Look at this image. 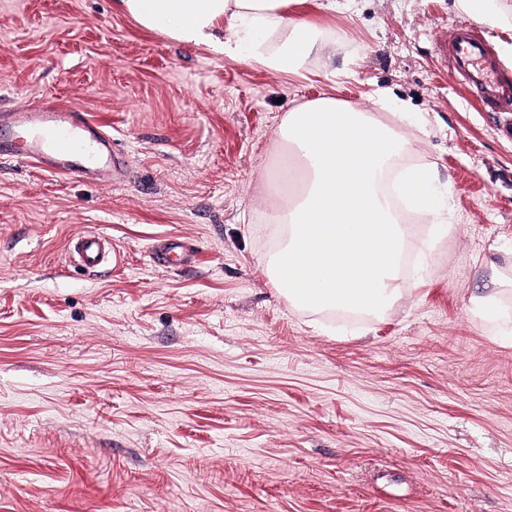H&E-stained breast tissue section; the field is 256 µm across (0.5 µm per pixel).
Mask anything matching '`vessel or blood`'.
Here are the masks:
<instances>
[{
	"instance_id": "obj_1",
	"label": "vessel or blood",
	"mask_w": 512,
	"mask_h": 512,
	"mask_svg": "<svg viewBox=\"0 0 512 512\" xmlns=\"http://www.w3.org/2000/svg\"><path fill=\"white\" fill-rule=\"evenodd\" d=\"M445 66L461 79L472 97L488 112H512V80L502 76L500 64L482 29L471 21L461 22L445 59ZM18 127L28 137L22 148L24 157L35 160L53 156L58 163L76 157L84 164L100 163L102 149H114L111 133L105 131L85 112L66 105L31 106L16 112ZM69 260L86 272L96 271L113 253L111 239L87 231L69 239ZM156 264L190 262L192 251L185 242L168 240L153 250Z\"/></svg>"
}]
</instances>
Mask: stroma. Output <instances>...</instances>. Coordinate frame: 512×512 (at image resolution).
I'll return each mask as SVG.
<instances>
[{"label": "stroma", "mask_w": 512, "mask_h": 512, "mask_svg": "<svg viewBox=\"0 0 512 512\" xmlns=\"http://www.w3.org/2000/svg\"><path fill=\"white\" fill-rule=\"evenodd\" d=\"M303 0L331 35L282 75L140 26L118 0H0V113L62 103L120 166L0 160V512H512V343L477 315L512 277V114L440 54L454 0ZM390 101L377 106L380 92ZM412 113L453 229L381 316L269 278L260 178L294 103ZM95 229L118 266L71 267ZM188 265L155 266L162 239ZM153 259L156 264L170 265L174 260L187 263L192 260L191 248L183 241L167 240L153 249Z\"/></svg>", "instance_id": "stroma-1"}]
</instances>
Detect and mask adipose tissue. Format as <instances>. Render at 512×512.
Returning a JSON list of instances; mask_svg holds the SVG:
<instances>
[{"label": "adipose tissue", "mask_w": 512, "mask_h": 512, "mask_svg": "<svg viewBox=\"0 0 512 512\" xmlns=\"http://www.w3.org/2000/svg\"><path fill=\"white\" fill-rule=\"evenodd\" d=\"M293 0H119L142 27L186 45L289 74L326 51L318 26ZM232 38H225V31ZM396 124L331 96L287 110L280 160L266 190L278 198L269 270L277 293L304 309L384 313L400 294L408 246L394 197L434 221L446 205L425 165L403 168L414 151Z\"/></svg>", "instance_id": "obj_1"}]
</instances>
